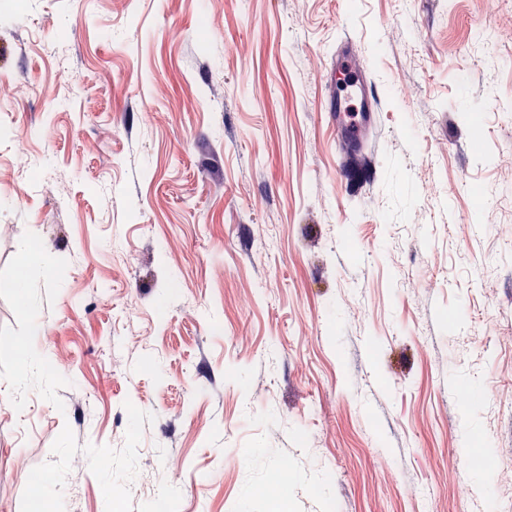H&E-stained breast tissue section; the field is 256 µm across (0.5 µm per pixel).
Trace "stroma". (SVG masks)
<instances>
[{
	"instance_id": "stroma-1",
	"label": "stroma",
	"mask_w": 512,
	"mask_h": 512,
	"mask_svg": "<svg viewBox=\"0 0 512 512\" xmlns=\"http://www.w3.org/2000/svg\"><path fill=\"white\" fill-rule=\"evenodd\" d=\"M510 476L512 0H0V512H500ZM352 69L358 77L356 85V121L349 122L347 119V104L342 96H350L353 90L354 79L349 74L340 76L336 89V97L331 99L330 112H336V126L339 141L347 153H356L364 145L365 136L371 126L372 114L374 112L375 97L369 87L365 76L360 70L357 56L349 44H344L336 52V73Z\"/></svg>"
}]
</instances>
